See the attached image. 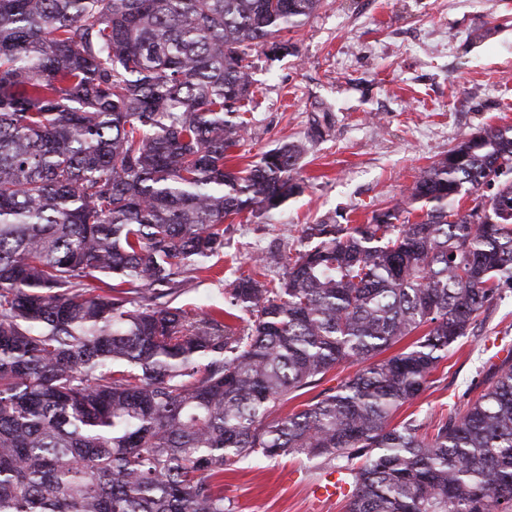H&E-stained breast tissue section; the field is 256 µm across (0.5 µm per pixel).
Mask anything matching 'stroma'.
Returning a JSON list of instances; mask_svg holds the SVG:
<instances>
[{
  "instance_id": "obj_1",
  "label": "stroma",
  "mask_w": 512,
  "mask_h": 512,
  "mask_svg": "<svg viewBox=\"0 0 512 512\" xmlns=\"http://www.w3.org/2000/svg\"><path fill=\"white\" fill-rule=\"evenodd\" d=\"M289 39L294 54L254 58L246 131L227 165L239 171L281 143L301 144V191L275 220L225 231L213 268L177 300L190 312L223 305L251 258L299 250L303 225L366 223L462 135L512 126V0H324ZM510 356L507 287L400 416L429 428L464 412ZM330 468L250 458L225 470L224 497L232 512H345V499L321 506L310 492Z\"/></svg>"
}]
</instances>
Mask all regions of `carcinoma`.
Instances as JSON below:
<instances>
[{
    "label": "carcinoma",
    "instance_id": "cac0c4a2",
    "mask_svg": "<svg viewBox=\"0 0 512 512\" xmlns=\"http://www.w3.org/2000/svg\"><path fill=\"white\" fill-rule=\"evenodd\" d=\"M322 4L0 0V512H230L224 468L290 455L341 461L346 512H512V359L433 431L394 422L512 283V127L255 257L227 306L172 305L300 191L299 144L226 159L253 57ZM358 368L359 366L347 364L337 366L335 369L328 372L325 375V377L321 381H319L315 386L308 387L296 392L295 394L300 395L294 400L288 401V404H286L282 408L281 413H289L295 406L307 402L324 389L336 387V385L341 380L347 378L349 375H352Z\"/></svg>",
    "mask_w": 512,
    "mask_h": 512
}]
</instances>
